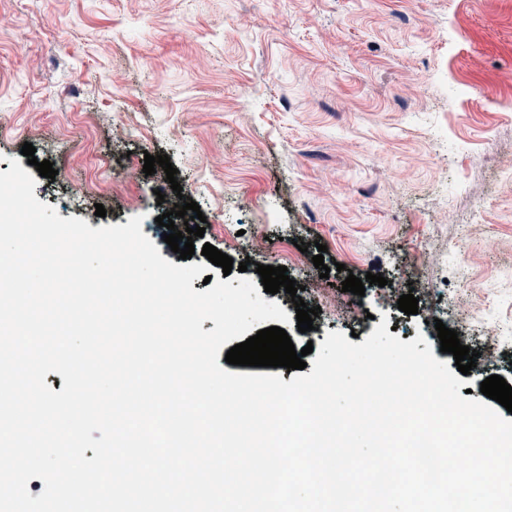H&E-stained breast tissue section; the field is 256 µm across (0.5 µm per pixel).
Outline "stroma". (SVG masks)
<instances>
[{
  "label": "stroma",
  "mask_w": 512,
  "mask_h": 512,
  "mask_svg": "<svg viewBox=\"0 0 512 512\" xmlns=\"http://www.w3.org/2000/svg\"><path fill=\"white\" fill-rule=\"evenodd\" d=\"M27 142L57 172L34 195L62 218L142 217L176 265L156 219L188 197L206 218L192 263L208 243L248 264L212 279L287 267L321 308L311 331L286 324L296 348L383 316L453 363L428 311L443 294L461 304L442 322L481 354L472 399L485 376L512 385V0H0V172ZM148 154L181 192L144 174ZM370 272L417 314L342 290ZM472 305L482 323L458 319Z\"/></svg>",
  "instance_id": "stroma-1"
}]
</instances>
